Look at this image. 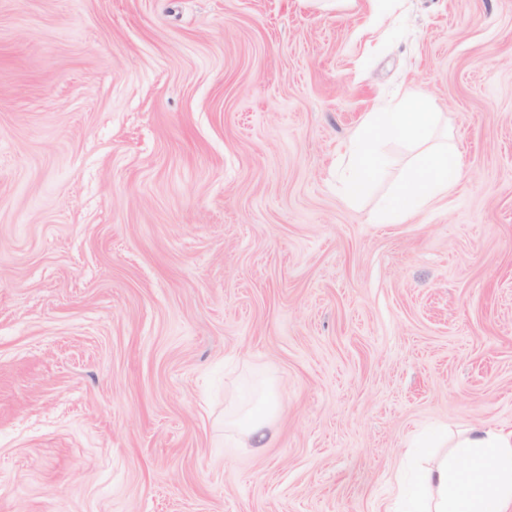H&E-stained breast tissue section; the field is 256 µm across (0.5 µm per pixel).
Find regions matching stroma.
<instances>
[{
    "label": "stroma",
    "instance_id": "35a3bbf8",
    "mask_svg": "<svg viewBox=\"0 0 512 512\" xmlns=\"http://www.w3.org/2000/svg\"><path fill=\"white\" fill-rule=\"evenodd\" d=\"M465 173L345 198L371 112ZM272 383L242 448L224 407ZM512 431V0H0V512H393ZM461 175V159L453 146L445 143L422 150L391 190L376 223L407 222L434 200L447 195L448 188ZM260 402L264 404L261 412L244 411L235 401L224 408V424L239 430L247 442L256 441L257 448L264 447L262 442L267 436L271 420L276 411V401L272 392L265 388L261 392Z\"/></svg>",
    "mask_w": 512,
    "mask_h": 512
}]
</instances>
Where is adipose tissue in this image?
Masks as SVG:
<instances>
[{
	"mask_svg": "<svg viewBox=\"0 0 512 512\" xmlns=\"http://www.w3.org/2000/svg\"><path fill=\"white\" fill-rule=\"evenodd\" d=\"M436 120V113L421 103L412 112L369 113L349 147L354 166L346 181L347 199L355 200L382 165L378 143L396 138L412 140L422 150L386 198L377 216L378 223L407 222L434 200L447 195L451 184L462 174V163L453 146H429ZM261 402L264 409L257 413L230 403L224 410L225 425L239 430L246 441L263 442L276 411V401L272 392L265 389ZM447 445V433L437 430L411 443L414 453L439 448L443 454L420 469L419 491L401 496V512H512V431L490 427L471 430L457 443L467 457L462 467L455 455L445 454Z\"/></svg>",
	"mask_w": 512,
	"mask_h": 512,
	"instance_id": "obj_1",
	"label": "adipose tissue"
}]
</instances>
